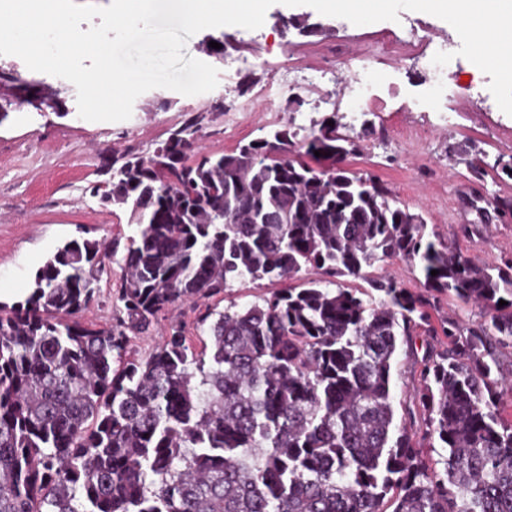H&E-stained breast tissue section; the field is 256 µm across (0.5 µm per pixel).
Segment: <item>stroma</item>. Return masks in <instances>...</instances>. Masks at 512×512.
Masks as SVG:
<instances>
[{
    "mask_svg": "<svg viewBox=\"0 0 512 512\" xmlns=\"http://www.w3.org/2000/svg\"><path fill=\"white\" fill-rule=\"evenodd\" d=\"M310 15L323 22L326 34L303 37L282 35L279 16ZM228 36L220 55L205 48L207 36ZM364 40L363 27L300 5L271 6L266 23L256 30L236 26L198 32L182 54L204 61L219 71L217 87L196 96L155 88L141 94L132 115L119 122H94L78 115L76 88L68 80L35 72L13 55H0V65L14 68L20 78L65 90V111L40 112L30 106H11L0 119V303L23 300L35 271L65 242L96 239L126 243L136 225L126 211L104 206L90 197L88 188L101 181V167L114 154L151 155L186 113L205 111L197 139L205 152L223 153L238 143L262 137L276 125L305 127L315 113L334 112L350 124L352 103L348 91L335 86L314 93L294 84L283 88L277 63L299 51L318 63L336 68L340 83H347L359 62L351 48ZM381 74L363 112L377 128L376 138L365 141L361 155L348 158L349 168L367 172L385 182L398 201L422 213L429 228L453 238L457 247L483 264L512 259V220H492L481 235L470 237L462 225L473 223L467 207L470 194L482 192L512 198V178L502 171L512 162V116L498 107L489 90L490 76L468 60H460L448 78V97L437 111L422 112L418 104L429 84L411 60L376 55ZM245 93H238L242 81ZM303 99L295 107L294 99ZM480 160L481 182H473L467 160ZM122 271L112 263L97 285L94 302L82 312L83 321L111 322L118 302ZM268 281L233 283L223 297L210 304L183 303L149 333L133 337L129 358L147 355L159 343L165 327L182 326L193 350L208 343L198 316L204 307L223 310L244 307L274 291Z\"/></svg>",
    "mask_w": 512,
    "mask_h": 512,
    "instance_id": "stroma-1",
    "label": "stroma"
}]
</instances>
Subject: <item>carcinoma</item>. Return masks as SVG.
<instances>
[{"instance_id":"cac0c4a2","label":"carcinoma","mask_w":512,"mask_h":512,"mask_svg":"<svg viewBox=\"0 0 512 512\" xmlns=\"http://www.w3.org/2000/svg\"><path fill=\"white\" fill-rule=\"evenodd\" d=\"M33 88L63 105L0 69L6 104ZM204 120L187 114L148 157H113L120 176L89 188L138 226L112 323L80 320L118 249L96 240L63 244L24 300L0 305V512H512V259L475 262L343 164L369 120L351 136L329 112L306 135L284 125L194 153ZM491 201L471 197L464 232L512 215L511 198ZM394 257L420 265L421 291L367 272ZM311 270L328 285L224 308L209 348L172 324L123 360L179 303ZM443 295L480 319L433 318ZM403 346L419 380L398 420Z\"/></svg>"}]
</instances>
